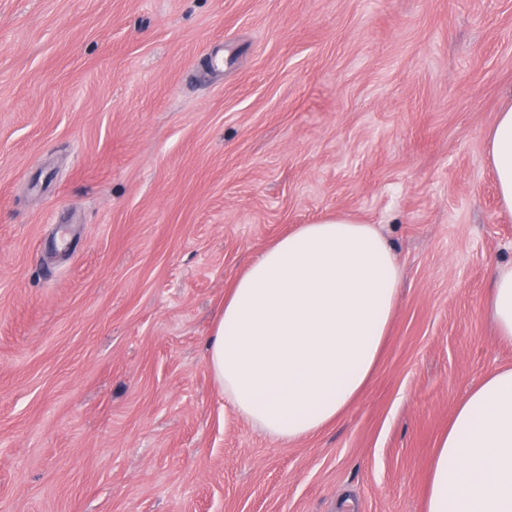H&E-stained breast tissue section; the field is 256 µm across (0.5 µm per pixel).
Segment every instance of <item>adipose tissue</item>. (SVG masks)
I'll return each instance as SVG.
<instances>
[{"instance_id": "1", "label": "adipose tissue", "mask_w": 512, "mask_h": 512, "mask_svg": "<svg viewBox=\"0 0 512 512\" xmlns=\"http://www.w3.org/2000/svg\"><path fill=\"white\" fill-rule=\"evenodd\" d=\"M500 205L512 213V106L487 135ZM402 271L373 225L339 215L267 247L224 299L207 364L225 402L292 442L336 421L370 383ZM485 307L512 341V261L496 264ZM425 512H512V368L457 403L430 461Z\"/></svg>"}]
</instances>
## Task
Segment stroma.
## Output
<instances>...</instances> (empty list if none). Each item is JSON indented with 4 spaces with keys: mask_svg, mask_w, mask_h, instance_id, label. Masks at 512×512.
<instances>
[{
    "mask_svg": "<svg viewBox=\"0 0 512 512\" xmlns=\"http://www.w3.org/2000/svg\"><path fill=\"white\" fill-rule=\"evenodd\" d=\"M511 102L512 0H0V512H424L457 402L512 368ZM336 213L392 248L397 311L361 396L280 443L206 342ZM487 151L491 162L500 205L512 213V105L499 112L487 135ZM485 307L497 329V337L512 341V261L495 265Z\"/></svg>",
    "mask_w": 512,
    "mask_h": 512,
    "instance_id": "obj_1",
    "label": "stroma"
}]
</instances>
